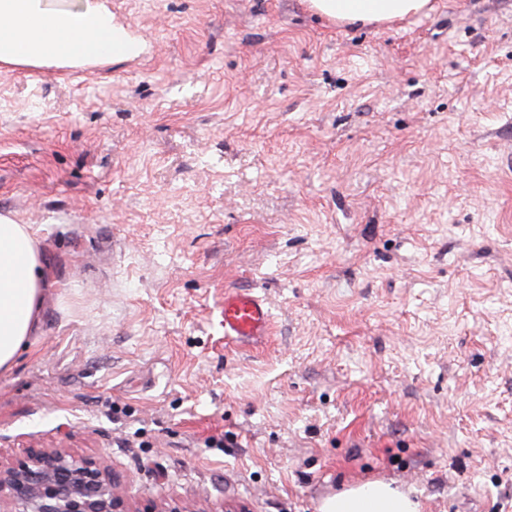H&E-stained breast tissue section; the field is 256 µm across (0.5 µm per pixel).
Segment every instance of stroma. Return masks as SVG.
Returning a JSON list of instances; mask_svg holds the SVG:
<instances>
[{
  "mask_svg": "<svg viewBox=\"0 0 512 512\" xmlns=\"http://www.w3.org/2000/svg\"><path fill=\"white\" fill-rule=\"evenodd\" d=\"M435 4L108 0L138 55L0 63V214L54 282L0 461L62 448L167 512L375 480L512 512V0ZM236 289L265 339L225 341ZM307 8L338 24L385 25L427 15L431 0H304Z\"/></svg>",
  "mask_w": 512,
  "mask_h": 512,
  "instance_id": "obj_1",
  "label": "stroma"
}]
</instances>
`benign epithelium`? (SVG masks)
<instances>
[{
	"label": "benign epithelium",
	"mask_w": 512,
	"mask_h": 512,
	"mask_svg": "<svg viewBox=\"0 0 512 512\" xmlns=\"http://www.w3.org/2000/svg\"><path fill=\"white\" fill-rule=\"evenodd\" d=\"M9 512H135L90 459L64 449L37 452L20 465L0 462V494Z\"/></svg>",
	"instance_id": "benign-epithelium-1"
}]
</instances>
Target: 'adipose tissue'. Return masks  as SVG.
Returning <instances> with one entry per match:
<instances>
[{
  "instance_id": "adipose-tissue-1",
  "label": "adipose tissue",
  "mask_w": 512,
  "mask_h": 512,
  "mask_svg": "<svg viewBox=\"0 0 512 512\" xmlns=\"http://www.w3.org/2000/svg\"><path fill=\"white\" fill-rule=\"evenodd\" d=\"M339 24L385 25L431 11V0H304ZM140 51L112 22L103 0H0V62L21 66L111 63ZM48 286L35 233L0 215V371L8 370L43 321ZM320 512H419L408 492L383 481L345 489Z\"/></svg>"
}]
</instances>
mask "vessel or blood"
<instances>
[{
    "label": "vessel or blood",
    "instance_id": "obj_1",
    "mask_svg": "<svg viewBox=\"0 0 512 512\" xmlns=\"http://www.w3.org/2000/svg\"><path fill=\"white\" fill-rule=\"evenodd\" d=\"M270 313L258 296L247 290L224 295V336L230 341L252 342L268 336Z\"/></svg>",
    "mask_w": 512,
    "mask_h": 512
}]
</instances>
